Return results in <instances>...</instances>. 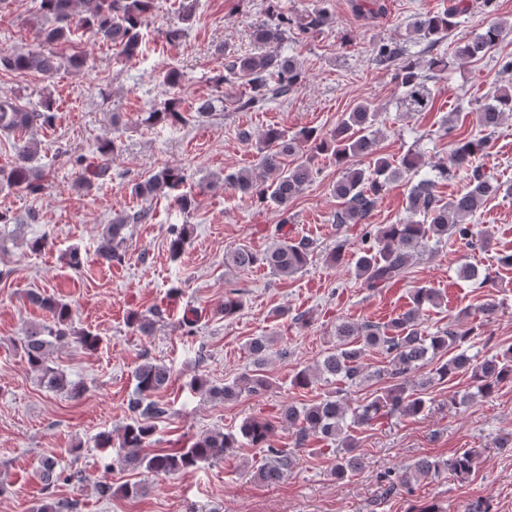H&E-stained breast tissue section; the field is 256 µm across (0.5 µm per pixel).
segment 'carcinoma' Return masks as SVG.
<instances>
[{
  "label": "carcinoma",
  "mask_w": 512,
  "mask_h": 512,
  "mask_svg": "<svg viewBox=\"0 0 512 512\" xmlns=\"http://www.w3.org/2000/svg\"><path fill=\"white\" fill-rule=\"evenodd\" d=\"M277 2L268 0L267 6L268 15L275 21L261 23L253 31L254 40L262 51L239 55L225 47L220 48L227 62L224 73L216 75L213 81L221 85L229 77L243 79L248 92L238 100V109L244 112L260 108L274 98L287 96L303 78L298 62L279 51L282 43L288 40L291 20L277 11ZM461 2L455 0V5L441 14L418 16L412 22V32L431 45L437 44L455 26V18L465 11ZM196 6L197 0H180L179 25L167 31L169 40L177 41L185 34ZM152 9L153 0H39L35 25L39 49L28 52L1 50L0 71L37 73L46 79L61 69L83 71L88 63L87 55L59 51L61 46L72 43L79 30L112 45L118 56L131 59L139 54L141 29L147 24ZM331 23V15L323 8H315L297 21L298 28L306 34L319 33ZM511 32V25L493 23L477 37L461 43L455 55L461 60L481 59ZM377 56L388 66L398 64L395 81L400 90L402 111L409 115L432 111L434 85L448 70V62L438 57L425 62L405 59L399 46L393 43L380 45ZM424 69L431 74H422ZM493 98V104L479 108L476 113L482 132L495 129L503 117L512 112L511 88L498 89ZM378 116V109L369 103H360L345 113L326 135L304 130L289 137L281 130L269 129L260 148V175H254L251 170L230 173L224 176V185L252 201L274 206L281 212V223L286 224L288 204L303 192L313 176L311 161L290 162L288 157L307 144L313 153L331 152L342 169V176L334 187L336 197L341 200L336 223L364 224L374 210L385 183L417 171L422 162L418 155L406 154L397 164L386 158H377L370 171L357 166L356 159L375 155L374 127ZM54 120V103L48 97L41 98L30 107L12 98L0 97V133L7 138L48 128ZM146 121L152 125L178 124L184 122L185 117L179 110L178 99L170 98L162 107L148 112ZM486 146L485 136L455 140L451 143L448 163L437 166L442 177L452 170L464 171L468 182L465 191L444 200L436 194L435 181L423 179L412 184L408 191L406 210L409 216L405 223L376 227L365 224L362 248L354 262L355 274L365 288H384L400 279L417 256L444 239L453 236L461 240L473 238V226L466 223L467 218L499 190L477 163V157L484 153ZM115 151L114 141L103 140L96 147L93 158L76 157L72 164L75 186L89 190L94 182L109 177ZM37 155L36 140L18 139L12 160L0 166V185L21 187L32 194L40 193L45 188V174L35 165ZM182 183L181 170L166 166L133 183L131 192L147 202L177 189ZM150 219L152 214L146 206L132 213L115 215L112 222L103 227L97 249L98 260L108 265L125 262L128 226L145 224ZM314 249V242L305 238L286 237L263 251L239 244L226 254L225 265L242 269L258 265L275 275L291 277L307 265ZM27 298L30 304L48 312L51 321L35 322L26 328L25 335L19 339L24 360L47 389L77 391L61 370L48 363L51 348L55 343L76 335L83 346L94 349L100 338L88 331L75 329L72 311L61 300L36 292L28 293ZM439 302L440 295L436 289L421 286L414 290L409 309L385 324L340 322L336 325L334 348L315 365L298 370L293 378V384L303 389L321 379L354 385L366 378H374L385 382L381 393L352 407L338 389L311 405H284L274 421L249 417L235 431H211L199 437L191 447L168 453L148 455L143 453V449L154 436L155 421L167 415V409L154 396L172 381V371L162 363L144 362L133 371L135 388L129 409L134 417L122 428L118 461L124 466L170 475L191 469L200 462L216 460L229 448L249 446L265 453V462L257 471L258 477L265 482H275L287 476L295 462L292 450L275 446L277 430L288 427L294 430L297 448L306 446L312 438L331 442L332 447L324 448L322 452L330 456L332 474L340 479L352 477L361 471L363 457L358 453V440L351 434V427L368 425L385 417L416 416L426 407L418 389L435 381H447L459 373L469 375L471 390L451 401L456 407H465L476 398L494 392L501 382L512 379V350L503 354H494L484 347L477 350L471 343L469 330L453 327L429 334L421 328L422 312ZM369 349L381 351L388 359L387 365L366 372L363 357ZM445 352L449 353L447 360L434 362L436 355ZM431 362L435 366L425 380L416 382L411 379V374ZM269 385L270 381L261 373L245 374L222 386L208 387L200 379L191 382V387L197 390L205 387L210 395L226 402L235 401L245 393L264 391ZM474 464L471 450L448 459L422 458L409 470L394 476L386 475V491L398 493L408 490L412 482L442 471L458 477L468 475ZM37 472L47 486L60 480H82L81 471L62 470L58 468L56 459L49 456L40 459Z\"/></svg>",
  "instance_id": "1"
}]
</instances>
